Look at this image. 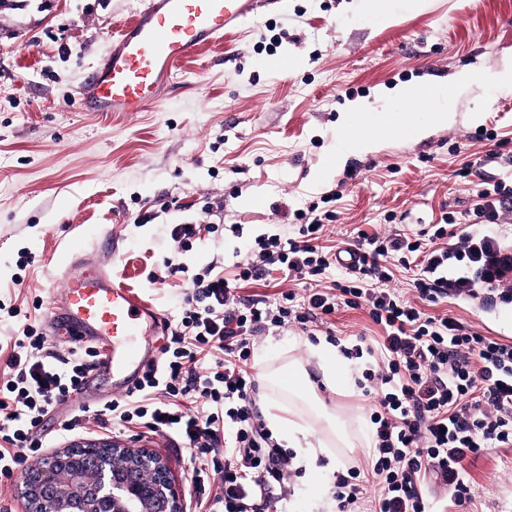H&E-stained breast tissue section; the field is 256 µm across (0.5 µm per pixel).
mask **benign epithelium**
<instances>
[{
    "mask_svg": "<svg viewBox=\"0 0 512 512\" xmlns=\"http://www.w3.org/2000/svg\"><path fill=\"white\" fill-rule=\"evenodd\" d=\"M24 512H183L166 461L109 438L74 441L21 474Z\"/></svg>",
    "mask_w": 512,
    "mask_h": 512,
    "instance_id": "obj_1",
    "label": "benign epithelium"
}]
</instances>
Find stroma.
<instances>
[{
	"label": "stroma",
	"mask_w": 512,
	"mask_h": 512,
	"mask_svg": "<svg viewBox=\"0 0 512 512\" xmlns=\"http://www.w3.org/2000/svg\"><path fill=\"white\" fill-rule=\"evenodd\" d=\"M350 2L288 0L287 13L260 11L224 47L186 63L161 107L112 114L86 111L78 91L140 0H0V372L27 323L68 354V336L50 334L48 318L75 250L174 323L195 275L213 267L233 277L255 238L295 224L296 213L334 212L332 246L353 229L384 233L404 220L472 223L475 182H512V90L478 84L460 89L448 126L386 140L324 173L346 135L349 102L422 76L437 82L465 67L512 64V0H432L388 27ZM278 57L288 70L267 67ZM477 108L483 117L474 122ZM179 224L200 227L189 248L173 236ZM11 307L20 316L8 315ZM432 311L512 337V305L450 300ZM329 321L350 347L380 334L362 309H340ZM323 337L267 331L250 343L267 352L253 368L298 359L320 380L309 346ZM113 395L111 374L88 378L32 438L49 452L102 437L151 449L187 490L189 453L176 437L97 422ZM323 398L357 438L353 451L337 450V467L368 473L373 396ZM77 414L80 426L60 433ZM467 474L470 512H512V446L486 450Z\"/></svg>",
	"instance_id": "stroma-1"
}]
</instances>
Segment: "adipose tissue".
Returning a JSON list of instances; mask_svg holds the SVG:
<instances>
[{"instance_id": "ef3b65f1", "label": "adipose tissue", "mask_w": 512, "mask_h": 512, "mask_svg": "<svg viewBox=\"0 0 512 512\" xmlns=\"http://www.w3.org/2000/svg\"><path fill=\"white\" fill-rule=\"evenodd\" d=\"M471 79V70L465 69L445 81L400 84L388 89L386 95L399 104L410 92L420 91L414 111L400 116L406 134L416 136L426 129L445 126L454 118L456 90ZM343 124L347 135L331 155V166L336 170L349 157L371 152L386 140L390 117L377 111L373 103L357 100L348 105ZM312 353L320 361L327 390L336 394L354 389L355 382L338 346L323 341L313 347ZM270 383L277 396L266 407L267 424L280 446L299 449L312 488L323 490L330 478L320 473L316 463L326 455L329 444L351 447L346 425L339 415L327 409L298 361L282 365L271 375Z\"/></svg>"}]
</instances>
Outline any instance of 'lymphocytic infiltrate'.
Wrapping results in <instances>:
<instances>
[{"mask_svg": "<svg viewBox=\"0 0 512 512\" xmlns=\"http://www.w3.org/2000/svg\"><path fill=\"white\" fill-rule=\"evenodd\" d=\"M476 197L474 223L457 230L444 224L412 236L361 230L338 250L321 243V226L333 217L328 211L305 218L291 233L259 237L235 277L193 278L164 363L149 366L134 393L106 402L100 417L177 434L194 462L189 484L198 512H264L284 502L294 455L257 421L250 340L272 326L304 330L326 325L339 307L362 308L381 329L367 349L377 367L363 374L378 397L372 512H430L423 492L429 476L466 512L473 497L466 463L512 445V340L428 315L423 306L448 298L512 303V245L495 229L512 186L497 182ZM345 253L351 256L346 266ZM393 256L402 266H419L416 300L391 289ZM332 268L336 279L322 284ZM275 271L312 286L271 301L240 296L242 284ZM22 335L26 344L11 356L12 373L0 384V478L41 453L31 430L80 390L98 356L88 348L64 359L32 326Z\"/></svg>", "mask_w": 512, "mask_h": 512, "instance_id": "1", "label": "lymphocytic infiltrate"}]
</instances>
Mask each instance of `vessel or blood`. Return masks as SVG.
I'll return each instance as SVG.
<instances>
[{
    "instance_id": "obj_1",
    "label": "vessel or blood",
    "mask_w": 512,
    "mask_h": 512,
    "mask_svg": "<svg viewBox=\"0 0 512 512\" xmlns=\"http://www.w3.org/2000/svg\"><path fill=\"white\" fill-rule=\"evenodd\" d=\"M263 8L284 11L288 0H142L82 83L81 104L112 113L157 105L185 61L223 45ZM61 294L64 304L51 315L53 328L65 330L74 344H94L100 354L97 370L118 378L124 392L133 391L149 366L137 338L160 312L92 264L67 276Z\"/></svg>"
}]
</instances>
